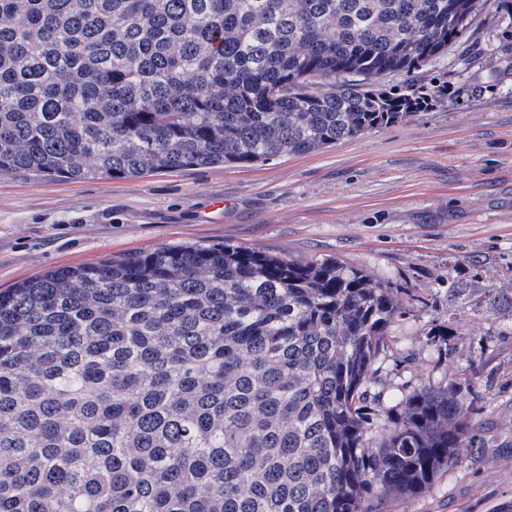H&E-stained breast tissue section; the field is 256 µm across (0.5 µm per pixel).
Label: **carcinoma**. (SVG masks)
Listing matches in <instances>:
<instances>
[{
    "label": "carcinoma",
    "mask_w": 512,
    "mask_h": 512,
    "mask_svg": "<svg viewBox=\"0 0 512 512\" xmlns=\"http://www.w3.org/2000/svg\"><path fill=\"white\" fill-rule=\"evenodd\" d=\"M487 0H0V175L251 166L448 99ZM399 75L385 85L379 78ZM401 315L343 260L163 247L0 291V512H369L471 444L422 388L378 438ZM448 353L452 328L427 332Z\"/></svg>",
    "instance_id": "obj_1"
}]
</instances>
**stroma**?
<instances>
[{"label":"stroma","instance_id":"1","mask_svg":"<svg viewBox=\"0 0 512 512\" xmlns=\"http://www.w3.org/2000/svg\"><path fill=\"white\" fill-rule=\"evenodd\" d=\"M448 101L329 148L258 165L135 180L0 177V291L62 266L169 246L224 243L340 259L389 280L404 314L377 364L373 430L401 395L454 383L478 392L473 436L424 491L373 512H512V27L487 0L421 79ZM224 207L210 209L211 198ZM476 279L466 294L452 281ZM451 326L446 356L426 333Z\"/></svg>","mask_w":512,"mask_h":512}]
</instances>
